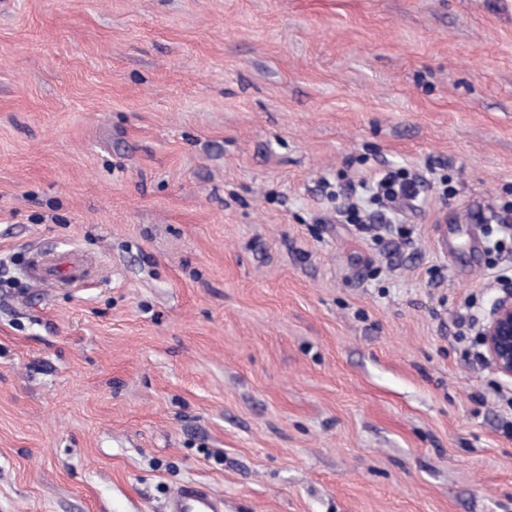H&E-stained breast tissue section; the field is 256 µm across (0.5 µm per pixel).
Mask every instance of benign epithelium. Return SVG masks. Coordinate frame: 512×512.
Returning a JSON list of instances; mask_svg holds the SVG:
<instances>
[{
  "mask_svg": "<svg viewBox=\"0 0 512 512\" xmlns=\"http://www.w3.org/2000/svg\"><path fill=\"white\" fill-rule=\"evenodd\" d=\"M476 335L485 366L512 383V289H501L483 318L476 321Z\"/></svg>",
  "mask_w": 512,
  "mask_h": 512,
  "instance_id": "benign-epithelium-1",
  "label": "benign epithelium"
}]
</instances>
